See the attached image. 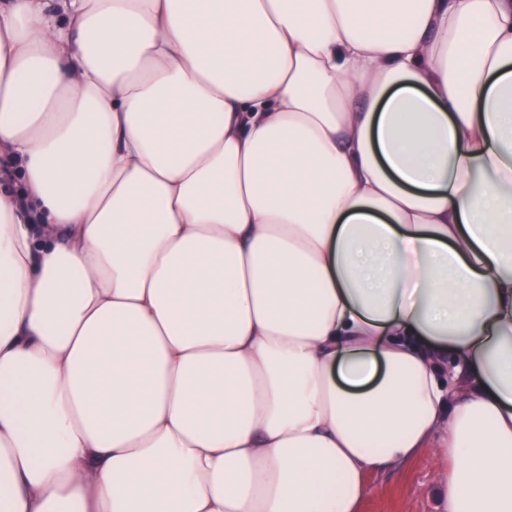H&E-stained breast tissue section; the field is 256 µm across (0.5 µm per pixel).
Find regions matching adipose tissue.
I'll use <instances>...</instances> for the list:
<instances>
[{
	"mask_svg": "<svg viewBox=\"0 0 512 512\" xmlns=\"http://www.w3.org/2000/svg\"><path fill=\"white\" fill-rule=\"evenodd\" d=\"M512 512V0H0V512ZM439 468L433 454H423L401 467L369 475L363 511L436 512L432 483Z\"/></svg>",
	"mask_w": 512,
	"mask_h": 512,
	"instance_id": "adipose-tissue-1",
	"label": "adipose tissue"
}]
</instances>
